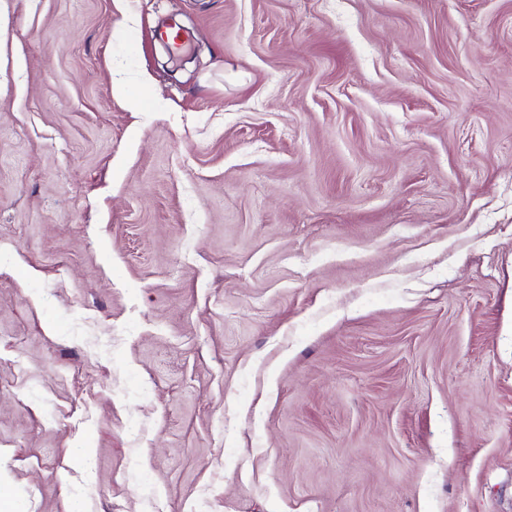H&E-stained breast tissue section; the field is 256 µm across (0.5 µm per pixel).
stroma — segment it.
Listing matches in <instances>:
<instances>
[{
	"mask_svg": "<svg viewBox=\"0 0 512 512\" xmlns=\"http://www.w3.org/2000/svg\"><path fill=\"white\" fill-rule=\"evenodd\" d=\"M1 484L512 512V0H0Z\"/></svg>",
	"mask_w": 512,
	"mask_h": 512,
	"instance_id": "35a3bbf8",
	"label": "stroma"
}]
</instances>
